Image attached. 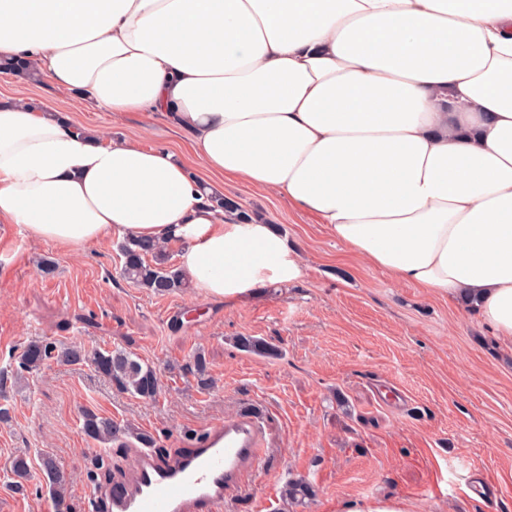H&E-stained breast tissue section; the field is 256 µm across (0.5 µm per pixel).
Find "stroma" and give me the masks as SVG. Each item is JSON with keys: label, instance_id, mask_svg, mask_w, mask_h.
<instances>
[{"label": "stroma", "instance_id": "1", "mask_svg": "<svg viewBox=\"0 0 512 512\" xmlns=\"http://www.w3.org/2000/svg\"><path fill=\"white\" fill-rule=\"evenodd\" d=\"M19 91L108 140L189 153L160 119L90 108L49 79L0 73V98ZM224 195L299 252L298 281L233 305L195 287L156 295L122 278L119 241L74 253L0 223V369L51 339L131 352L158 381L156 398L144 399L87 362L52 359L23 373L8 393L12 419L0 424V512H89L90 490L129 479L135 439L88 438L84 412L150 433L172 457L248 407L262 412L261 459L227 493L225 512H336L339 501L370 498L403 499L412 512H512V352L473 309L347 254L285 198L230 179ZM46 259L56 264L48 275ZM239 336L280 354L244 351ZM198 352L212 380L205 391L183 371ZM18 457L29 469L22 494L6 485ZM293 479L312 483L316 498L285 500ZM237 345L257 356L261 357H277L280 352L273 344L252 336H239L236 338Z\"/></svg>", "mask_w": 512, "mask_h": 512}]
</instances>
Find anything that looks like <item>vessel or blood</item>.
Here are the masks:
<instances>
[{"label":"vessel or blood","mask_w":512,"mask_h":512,"mask_svg":"<svg viewBox=\"0 0 512 512\" xmlns=\"http://www.w3.org/2000/svg\"><path fill=\"white\" fill-rule=\"evenodd\" d=\"M260 434L261 415L248 410L212 427L175 460L139 449L132 482L95 489L90 512H224V493L254 463Z\"/></svg>","instance_id":"b4317fda"}]
</instances>
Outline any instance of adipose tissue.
Wrapping results in <instances>:
<instances>
[{
  "label": "adipose tissue",
  "instance_id": "1",
  "mask_svg": "<svg viewBox=\"0 0 512 512\" xmlns=\"http://www.w3.org/2000/svg\"><path fill=\"white\" fill-rule=\"evenodd\" d=\"M0 56L110 112L166 119L196 160L0 101V223L78 252L182 247L212 301L297 280L228 179L287 198L349 252L474 302L512 351V0H0Z\"/></svg>",
  "mask_w": 512,
  "mask_h": 512
}]
</instances>
